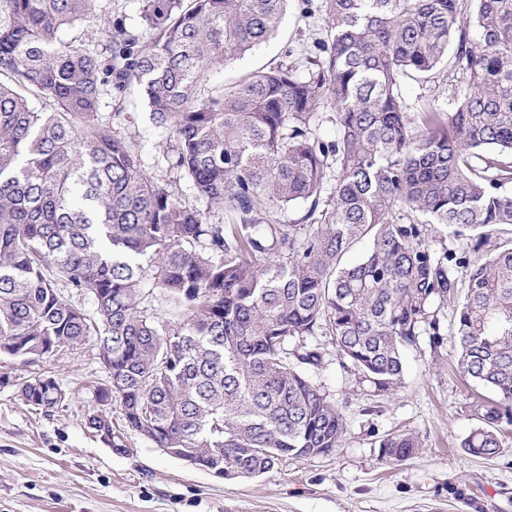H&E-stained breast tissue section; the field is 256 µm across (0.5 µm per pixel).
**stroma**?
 <instances>
[{"label":"stroma","instance_id":"1","mask_svg":"<svg viewBox=\"0 0 512 512\" xmlns=\"http://www.w3.org/2000/svg\"><path fill=\"white\" fill-rule=\"evenodd\" d=\"M322 18L304 19L290 0L278 34L251 53L229 60L213 83H232L289 50L311 48ZM447 68L404 85L411 106L453 98L462 86ZM126 117L113 121L143 169L158 182L173 178L163 159L168 134L156 127L141 99L128 95ZM512 239L499 225L491 242L474 251L452 231L430 233L432 249L477 260ZM437 317L443 342L406 353L397 394L374 386L338 354L328 331L310 344L323 362L310 379L343 413L346 431L330 454L285 458L253 478H224L164 454L132 434L125 451L113 450L88 425L100 410L96 398L108 374L95 343L63 347L37 362L0 353V375L28 379L52 375L66 399L51 413L21 404L13 386H0V512H512V426H503V448L491 458L462 448L480 426L478 404L493 393L464 378L457 367L454 311ZM393 432L413 434L419 446L399 464L383 460L379 443Z\"/></svg>","mask_w":512,"mask_h":512}]
</instances>
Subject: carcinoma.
I'll list each match as a JSON object with an SVG mask.
<instances>
[{"mask_svg": "<svg viewBox=\"0 0 512 512\" xmlns=\"http://www.w3.org/2000/svg\"><path fill=\"white\" fill-rule=\"evenodd\" d=\"M96 2L0 0V352L31 361L95 342L109 367L99 400H119L125 427L103 411L88 427L117 451L130 431L245 477L331 453L346 421L307 375L322 353L290 341L325 329L366 380L397 390L404 349L441 345L432 307L457 300L465 264L405 213L479 246L512 224V0H321L309 67L227 87L211 76L273 37L288 0H142V27L117 13L99 30ZM447 60L466 79L452 108L411 111L404 80ZM130 89L196 204L101 119L103 92L119 116ZM146 285L172 319L141 307ZM455 335L461 373L495 393L461 447L493 456L512 425V244L470 269ZM18 397L48 411L65 394L39 376ZM418 447L400 432L379 443L389 463Z\"/></svg>", "mask_w": 512, "mask_h": 512, "instance_id": "carcinoma-1", "label": "carcinoma"}]
</instances>
